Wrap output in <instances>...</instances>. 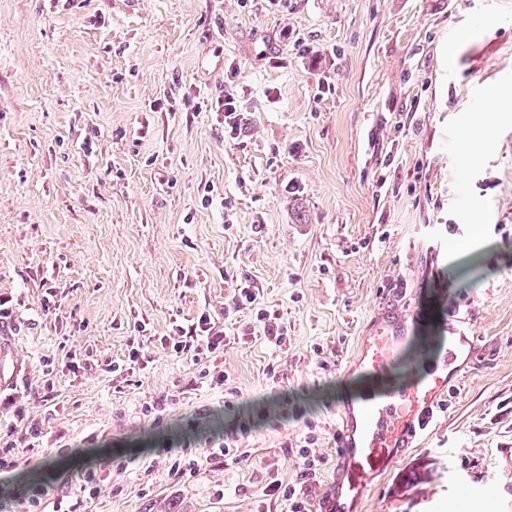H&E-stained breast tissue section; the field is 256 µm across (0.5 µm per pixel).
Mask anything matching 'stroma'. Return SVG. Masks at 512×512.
I'll return each instance as SVG.
<instances>
[{"label":"stroma","instance_id":"1","mask_svg":"<svg viewBox=\"0 0 512 512\" xmlns=\"http://www.w3.org/2000/svg\"><path fill=\"white\" fill-rule=\"evenodd\" d=\"M445 303L473 353L350 491L361 340ZM0 336V512H512V0H0ZM218 111L224 109V128L225 133H229V136H234L241 127V123L244 120L242 112H238L237 101L232 97L224 98V101H218ZM236 301L240 307H253L252 309L258 308L257 327H259L266 336V333H268V335L273 334L274 326H276V334L274 335L275 337L277 336L276 343L282 342L283 336H285V334L283 333L282 329L279 330L278 324L276 322V320H280V317H278V314L274 310L270 311L268 309L258 307L259 302H257V295L250 288V285H240V287L238 288ZM278 331H280L279 334H277ZM214 325H212L209 315L201 314L196 322L192 324L191 328L183 330L180 328L181 338L172 345L171 351L176 357L197 360L198 355L204 351L215 353L224 347L223 331L213 332ZM277 496L282 497L285 501H289L290 511L291 512H302L305 509V501H304V492H302V488L296 490L295 487L282 488L281 483H277V481H271L263 490L264 496Z\"/></svg>","mask_w":512,"mask_h":512}]
</instances>
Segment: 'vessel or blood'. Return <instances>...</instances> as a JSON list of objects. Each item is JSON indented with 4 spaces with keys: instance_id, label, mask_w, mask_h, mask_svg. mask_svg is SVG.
Masks as SVG:
<instances>
[{
    "instance_id": "obj_1",
    "label": "vessel or blood",
    "mask_w": 512,
    "mask_h": 512,
    "mask_svg": "<svg viewBox=\"0 0 512 512\" xmlns=\"http://www.w3.org/2000/svg\"><path fill=\"white\" fill-rule=\"evenodd\" d=\"M417 314L386 311L379 315L373 334L364 344L360 364L376 384L361 404L339 405L346 425L342 434L341 464L351 489H363L369 478L392 460V452L407 447L417 428L427 427L432 404L448 389V370L461 354L453 320H445L450 334L445 344L428 341L416 349L412 370L396 376L395 362Z\"/></svg>"
}]
</instances>
